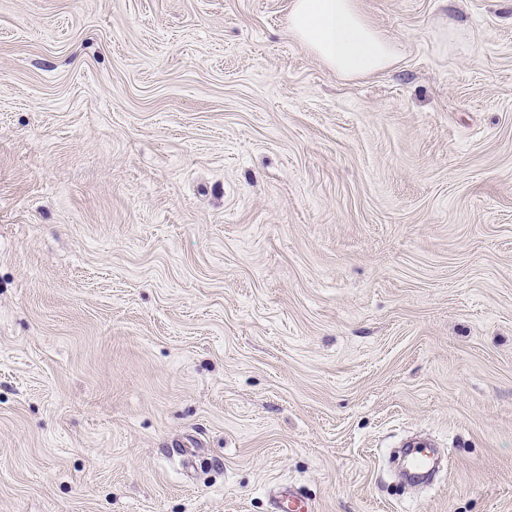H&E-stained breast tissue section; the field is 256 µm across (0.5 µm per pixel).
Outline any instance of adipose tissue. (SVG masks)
<instances>
[{
    "label": "adipose tissue",
    "instance_id": "obj_1",
    "mask_svg": "<svg viewBox=\"0 0 512 512\" xmlns=\"http://www.w3.org/2000/svg\"><path fill=\"white\" fill-rule=\"evenodd\" d=\"M290 31L342 77L368 75L400 56L398 45L368 23L356 0H292Z\"/></svg>",
    "mask_w": 512,
    "mask_h": 512
}]
</instances>
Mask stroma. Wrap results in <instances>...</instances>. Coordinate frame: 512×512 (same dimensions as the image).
Returning a JSON list of instances; mask_svg holds the SVG:
<instances>
[{"label":"stroma","instance_id":"stroma-1","mask_svg":"<svg viewBox=\"0 0 512 512\" xmlns=\"http://www.w3.org/2000/svg\"><path fill=\"white\" fill-rule=\"evenodd\" d=\"M291 4L0 0V512H512V0ZM290 31L342 77L368 75L400 57L399 46L368 23L355 0H293Z\"/></svg>","mask_w":512,"mask_h":512}]
</instances>
